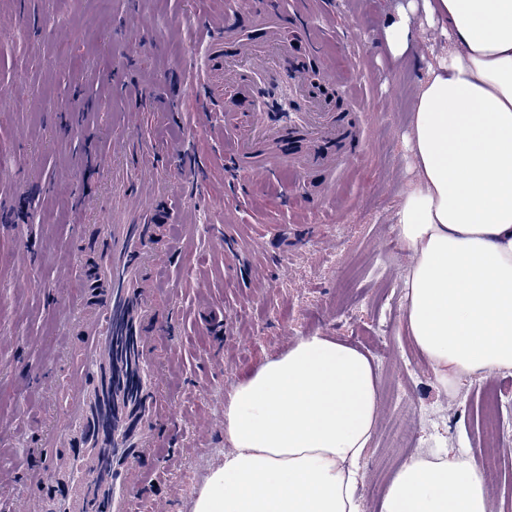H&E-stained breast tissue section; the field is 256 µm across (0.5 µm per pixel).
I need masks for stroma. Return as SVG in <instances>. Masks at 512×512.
<instances>
[{"mask_svg": "<svg viewBox=\"0 0 512 512\" xmlns=\"http://www.w3.org/2000/svg\"><path fill=\"white\" fill-rule=\"evenodd\" d=\"M395 0H318L309 18L336 69L326 96L365 84L364 138L324 198L289 171L262 182L256 198H225L220 112L196 109L195 68L212 63L189 47L221 0H0V209L26 204L22 224L0 223V512L24 507L26 476L44 466L41 448L60 407L44 390L61 383L63 350L80 271L96 239L73 195L113 167L149 165L184 187V245L164 261L162 283L177 307L175 363L162 375L174 404L149 469L150 498L193 512L209 472L223 461L224 404L267 358L321 332L373 360L380 413L362 457L363 512H377L389 476L434 445L483 456L481 413L489 388H504L500 417L512 442V377L463 378L448 393L402 327L406 254L393 228L415 170L404 137L428 67L446 48L418 18L417 62L379 56L374 33ZM143 108L140 126L128 112ZM129 140L114 156L115 137ZM28 260L32 287L16 284Z\"/></svg>", "mask_w": 512, "mask_h": 512, "instance_id": "1", "label": "stroma"}]
</instances>
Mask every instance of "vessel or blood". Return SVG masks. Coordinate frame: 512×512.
<instances>
[{
    "instance_id": "vessel-or-blood-1",
    "label": "vessel or blood",
    "mask_w": 512,
    "mask_h": 512,
    "mask_svg": "<svg viewBox=\"0 0 512 512\" xmlns=\"http://www.w3.org/2000/svg\"><path fill=\"white\" fill-rule=\"evenodd\" d=\"M256 18L264 42L238 36L229 55L223 51L226 26L209 25L207 47L218 65L200 84L219 92L221 101L240 99L248 106L241 130L234 112L224 113V182L246 183L288 168L303 186L319 174V190L327 192L341 162L316 147L353 137L347 116L361 111L363 92L349 88L347 113L335 112L294 62L296 42L312 39V25L283 32L270 8ZM124 184L116 178L103 211L96 192L77 197L79 211L97 212L94 229L102 246L74 307L62 418L43 442L49 468L26 478L28 512H132L136 493L153 476L141 462L155 456L158 425L173 411L159 386L165 328L175 312L157 275L160 256L171 249L170 224L159 220L155 208L167 185L140 178L129 192Z\"/></svg>"
}]
</instances>
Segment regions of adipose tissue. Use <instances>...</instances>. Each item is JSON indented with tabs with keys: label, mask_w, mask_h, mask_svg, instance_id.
<instances>
[{
	"label": "adipose tissue",
	"mask_w": 512,
	"mask_h": 512,
	"mask_svg": "<svg viewBox=\"0 0 512 512\" xmlns=\"http://www.w3.org/2000/svg\"><path fill=\"white\" fill-rule=\"evenodd\" d=\"M448 37L406 135L417 178L394 216L407 253L403 324L438 383L512 368V0H401L377 45L412 60L414 16ZM373 362L316 332L296 337L224 404L221 465L194 512H361L359 466L379 417ZM466 449L392 475L378 512H489Z\"/></svg>",
	"instance_id": "ef3b65f1"
}]
</instances>
